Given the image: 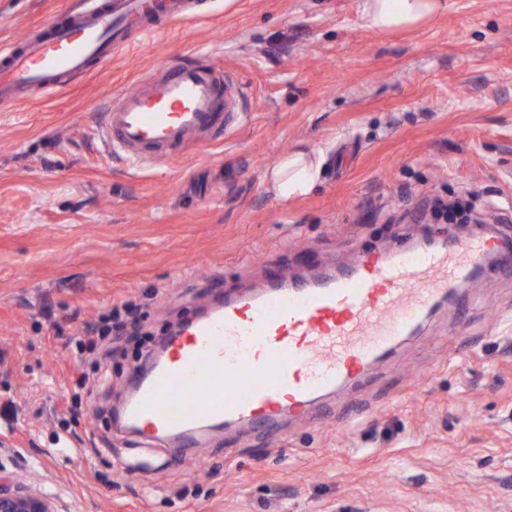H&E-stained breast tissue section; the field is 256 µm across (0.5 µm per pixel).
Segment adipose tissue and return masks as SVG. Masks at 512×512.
Wrapping results in <instances>:
<instances>
[{
  "label": "adipose tissue",
  "mask_w": 512,
  "mask_h": 512,
  "mask_svg": "<svg viewBox=\"0 0 512 512\" xmlns=\"http://www.w3.org/2000/svg\"><path fill=\"white\" fill-rule=\"evenodd\" d=\"M447 8L446 0H365L363 20L371 30L394 34L416 28ZM321 166L308 152H290L271 168L269 187L283 204L304 197L318 185Z\"/></svg>",
  "instance_id": "ef3b65f1"
}]
</instances>
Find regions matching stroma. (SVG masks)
Instances as JSON below:
<instances>
[{
  "label": "stroma",
  "instance_id": "1",
  "mask_svg": "<svg viewBox=\"0 0 512 512\" xmlns=\"http://www.w3.org/2000/svg\"><path fill=\"white\" fill-rule=\"evenodd\" d=\"M86 0H0V46ZM364 0H197L57 94L0 106V468L60 512H512V269L486 271L363 379L302 417L211 432L195 448L105 429L138 345L67 411L85 323L116 299L147 324L356 250L447 232L431 198L471 192L512 231V0H447L382 36ZM177 57L242 87L245 121L151 167L93 129ZM305 149L319 187L289 206L264 176ZM60 321L56 335L51 321ZM97 451H89V443Z\"/></svg>",
  "mask_w": 512,
  "mask_h": 512
}]
</instances>
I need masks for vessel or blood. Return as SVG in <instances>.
<instances>
[{"label": "vessel or blood", "mask_w": 512, "mask_h": 512, "mask_svg": "<svg viewBox=\"0 0 512 512\" xmlns=\"http://www.w3.org/2000/svg\"><path fill=\"white\" fill-rule=\"evenodd\" d=\"M193 15V0H104L33 28L0 49V103L18 102L32 89L51 95L135 36ZM238 99V84L222 71L175 63L122 93L96 134L138 168L242 123ZM490 260L512 268V247L495 234L451 236L363 252L318 280L227 300L173 328L166 355L138 381L124 418L145 440L179 436L190 447L207 429L304 414L388 357L427 311L467 287Z\"/></svg>", "instance_id": "b4317fda"}]
</instances>
